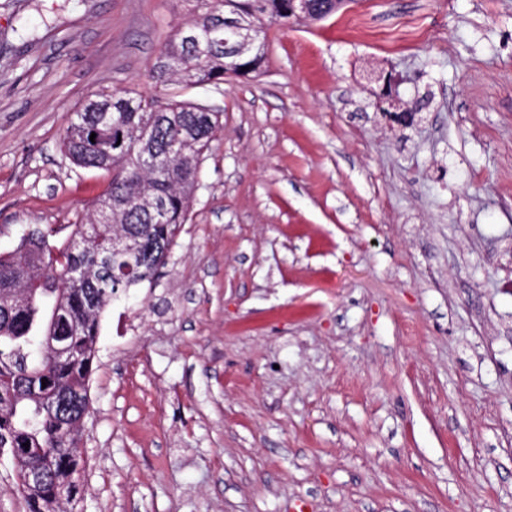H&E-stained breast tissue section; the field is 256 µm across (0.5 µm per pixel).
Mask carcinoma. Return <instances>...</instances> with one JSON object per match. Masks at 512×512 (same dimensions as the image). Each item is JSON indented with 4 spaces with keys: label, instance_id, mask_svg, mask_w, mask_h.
<instances>
[{
    "label": "carcinoma",
    "instance_id": "1",
    "mask_svg": "<svg viewBox=\"0 0 512 512\" xmlns=\"http://www.w3.org/2000/svg\"><path fill=\"white\" fill-rule=\"evenodd\" d=\"M189 2L193 19L172 31L152 65L157 87L219 83L227 74L261 69V49L245 57L225 53L226 16L254 20L262 36L290 23L288 0ZM219 121L220 113L191 102L163 104L127 91L89 99L68 121L63 146L76 166L111 174L106 192L84 221L29 226L16 249L0 256V299L32 292L23 307H0V448L8 449L18 479L31 468L49 471L43 489L19 486L27 512H59L80 493L73 473L88 406L65 415L58 400L89 396L101 317L165 264L158 245L173 247L188 219L200 160ZM104 138L119 147L105 153ZM114 239L124 240L126 254L113 255ZM71 269L83 271V280H69ZM51 332L66 337L69 355L48 353L44 340Z\"/></svg>",
    "mask_w": 512,
    "mask_h": 512
}]
</instances>
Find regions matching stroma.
<instances>
[{
  "label": "stroma",
  "mask_w": 512,
  "mask_h": 512,
  "mask_svg": "<svg viewBox=\"0 0 512 512\" xmlns=\"http://www.w3.org/2000/svg\"><path fill=\"white\" fill-rule=\"evenodd\" d=\"M190 9L0 0V254L107 188L61 146L92 95L221 115L164 266L101 317L76 512H512V0H353L155 88Z\"/></svg>",
  "instance_id": "1"
}]
</instances>
